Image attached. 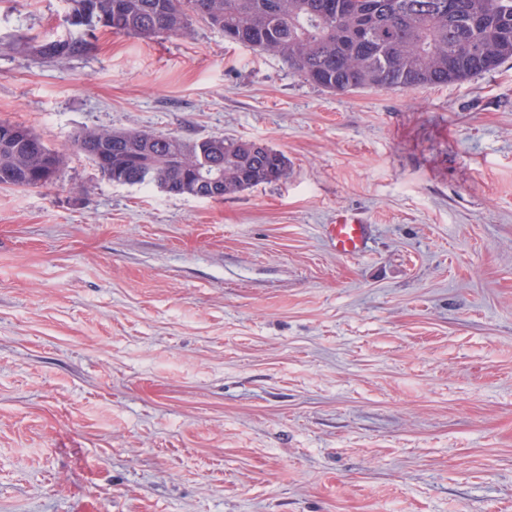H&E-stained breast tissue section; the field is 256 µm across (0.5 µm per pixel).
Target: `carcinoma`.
I'll list each match as a JSON object with an SVG mask.
<instances>
[{
  "label": "carcinoma",
  "mask_w": 512,
  "mask_h": 512,
  "mask_svg": "<svg viewBox=\"0 0 512 512\" xmlns=\"http://www.w3.org/2000/svg\"><path fill=\"white\" fill-rule=\"evenodd\" d=\"M69 32L7 45L36 60L84 55L108 29L140 38L185 32L191 18L243 48L280 58L329 92L404 90L461 82L512 60V0H66ZM73 148L109 181L155 184L220 200L285 177L288 159L260 142L211 136L196 142L142 130H89ZM63 155L29 127L0 121V187L38 188Z\"/></svg>",
  "instance_id": "1"
}]
</instances>
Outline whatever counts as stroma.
<instances>
[{"label":"stroma","instance_id":"obj_1","mask_svg":"<svg viewBox=\"0 0 512 512\" xmlns=\"http://www.w3.org/2000/svg\"><path fill=\"white\" fill-rule=\"evenodd\" d=\"M64 16L0 0V44ZM0 120L64 154L0 187V512H512V61L336 95L194 19L0 51ZM95 128L256 140L288 174L119 184L71 148ZM368 226L356 216H340L336 224L326 226V234L336 252L344 256L359 255L365 245Z\"/></svg>","mask_w":512,"mask_h":512}]
</instances>
